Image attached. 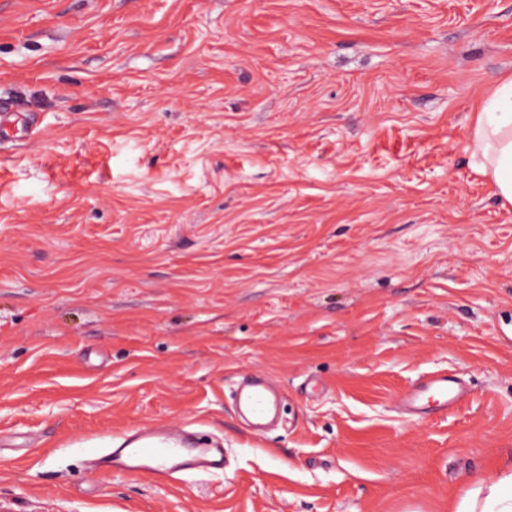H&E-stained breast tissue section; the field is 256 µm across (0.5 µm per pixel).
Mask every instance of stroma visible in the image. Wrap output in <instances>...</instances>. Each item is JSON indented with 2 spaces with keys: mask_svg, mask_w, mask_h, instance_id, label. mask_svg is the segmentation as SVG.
Returning <instances> with one entry per match:
<instances>
[{
  "mask_svg": "<svg viewBox=\"0 0 512 512\" xmlns=\"http://www.w3.org/2000/svg\"><path fill=\"white\" fill-rule=\"evenodd\" d=\"M512 0H0V512H448L512 460ZM471 395L410 416L406 388ZM261 375L258 436L230 393ZM223 438L165 484L86 457ZM466 150L493 194L512 204V76L479 108ZM467 394L468 389L457 375L439 374L428 377L407 391L402 401L412 413H437L458 405Z\"/></svg>",
  "mask_w": 512,
  "mask_h": 512,
  "instance_id": "obj_1",
  "label": "stroma"
}]
</instances>
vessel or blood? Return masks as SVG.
Instances as JSON below:
<instances>
[{
  "mask_svg": "<svg viewBox=\"0 0 512 512\" xmlns=\"http://www.w3.org/2000/svg\"><path fill=\"white\" fill-rule=\"evenodd\" d=\"M468 390L453 374L428 377L407 391L404 406L412 413H437L465 400ZM275 402L274 393L263 380L242 386L236 393V407L245 409L257 420L264 419ZM224 467V448L193 438L186 429L169 426H142L122 435L117 447L90 462L95 473L119 469L145 473L155 481L167 482L175 475L193 472H214Z\"/></svg>",
  "mask_w": 512,
  "mask_h": 512,
  "instance_id": "1",
  "label": "vessel or blood"
}]
</instances>
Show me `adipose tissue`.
<instances>
[{
  "mask_svg": "<svg viewBox=\"0 0 512 512\" xmlns=\"http://www.w3.org/2000/svg\"><path fill=\"white\" fill-rule=\"evenodd\" d=\"M473 169L500 200L512 204V76L479 108L466 146ZM453 512H512V472L473 490Z\"/></svg>",
  "mask_w": 512,
  "mask_h": 512,
  "instance_id": "adipose-tissue-1",
  "label": "adipose tissue"
}]
</instances>
